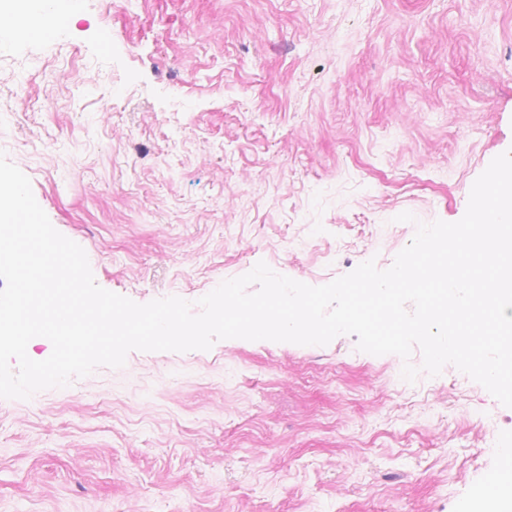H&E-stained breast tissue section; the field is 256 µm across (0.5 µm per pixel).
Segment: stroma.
I'll use <instances>...</instances> for the list:
<instances>
[{
  "label": "stroma",
  "mask_w": 512,
  "mask_h": 512,
  "mask_svg": "<svg viewBox=\"0 0 512 512\" xmlns=\"http://www.w3.org/2000/svg\"><path fill=\"white\" fill-rule=\"evenodd\" d=\"M510 149L512 0H64L0 44V151L140 304L387 269ZM407 362L226 339L0 399V512H458L512 408Z\"/></svg>",
  "instance_id": "stroma-1"
}]
</instances>
